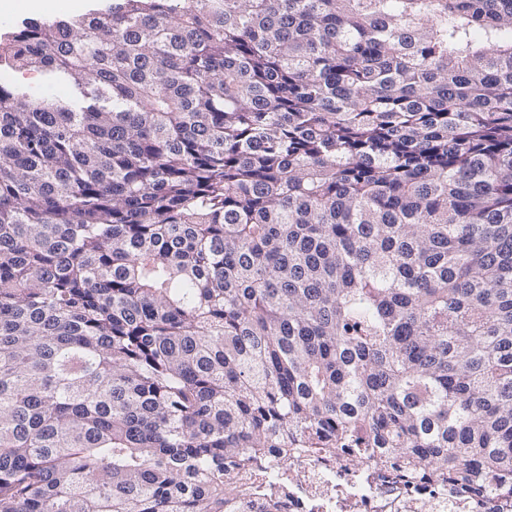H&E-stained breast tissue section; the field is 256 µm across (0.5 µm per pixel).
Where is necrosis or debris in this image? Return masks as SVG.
I'll return each mask as SVG.
<instances>
[{"mask_svg":"<svg viewBox=\"0 0 512 512\" xmlns=\"http://www.w3.org/2000/svg\"><path fill=\"white\" fill-rule=\"evenodd\" d=\"M287 476L293 494L284 512H499L500 495L487 499L482 509L464 496L405 486L395 472L373 471L366 466L347 469L333 451L272 458L265 478Z\"/></svg>","mask_w":512,"mask_h":512,"instance_id":"obj_1","label":"necrosis or debris"}]
</instances>
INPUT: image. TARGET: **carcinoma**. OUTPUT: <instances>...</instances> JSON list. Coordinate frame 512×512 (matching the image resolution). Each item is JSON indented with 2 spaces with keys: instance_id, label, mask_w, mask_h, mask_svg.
Masks as SVG:
<instances>
[{
  "instance_id": "1",
  "label": "carcinoma",
  "mask_w": 512,
  "mask_h": 512,
  "mask_svg": "<svg viewBox=\"0 0 512 512\" xmlns=\"http://www.w3.org/2000/svg\"><path fill=\"white\" fill-rule=\"evenodd\" d=\"M0 63V512H244L332 448L512 494V0H112ZM32 77L33 80H30ZM32 87L35 95L43 99H53L64 97L70 93V88L65 84L50 83L40 72H18L5 66H0V85L22 84ZM48 92L54 94L47 97ZM55 92H57L55 94Z\"/></svg>"
}]
</instances>
